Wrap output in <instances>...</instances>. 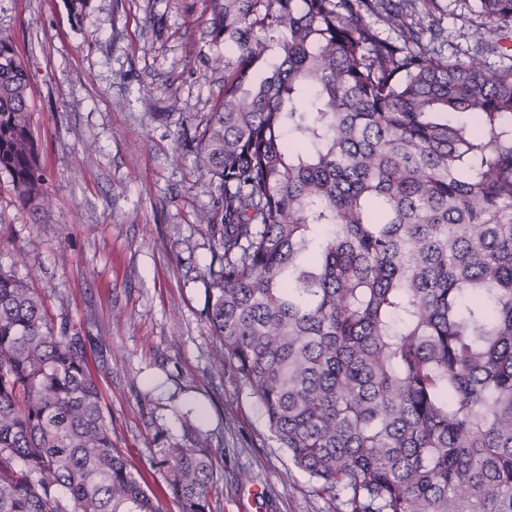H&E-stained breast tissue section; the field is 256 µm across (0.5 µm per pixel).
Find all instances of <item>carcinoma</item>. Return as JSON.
<instances>
[{
  "label": "carcinoma",
  "instance_id": "1",
  "mask_svg": "<svg viewBox=\"0 0 512 512\" xmlns=\"http://www.w3.org/2000/svg\"><path fill=\"white\" fill-rule=\"evenodd\" d=\"M479 3L462 61L436 0H208L202 315L329 512H512V0ZM32 112L0 33V172L49 206ZM156 441L153 490L84 338L0 272V512H213L209 434Z\"/></svg>",
  "mask_w": 512,
  "mask_h": 512
}]
</instances>
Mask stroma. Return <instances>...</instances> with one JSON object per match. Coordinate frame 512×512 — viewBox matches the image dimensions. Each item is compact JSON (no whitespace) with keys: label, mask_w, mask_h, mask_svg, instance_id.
<instances>
[{"label":"stroma","mask_w":512,"mask_h":512,"mask_svg":"<svg viewBox=\"0 0 512 512\" xmlns=\"http://www.w3.org/2000/svg\"><path fill=\"white\" fill-rule=\"evenodd\" d=\"M441 50L465 58L478 0H438ZM207 0H0L32 76V127L51 207L22 204L0 173V271L26 279L52 321L86 341L112 442L149 485L156 425L207 431L222 449L221 512H326L290 470L261 406L202 318L214 241L197 215L214 194L194 135L224 84ZM250 471L264 497L235 482Z\"/></svg>","instance_id":"stroma-1"}]
</instances>
